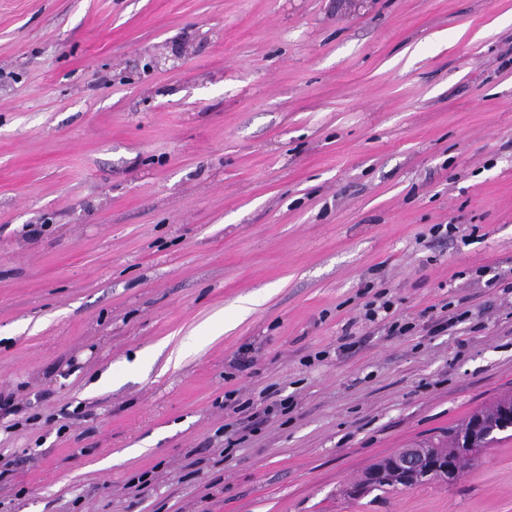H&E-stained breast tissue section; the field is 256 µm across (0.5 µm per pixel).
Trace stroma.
<instances>
[{
	"label": "stroma",
	"instance_id": "35a3bbf8",
	"mask_svg": "<svg viewBox=\"0 0 512 512\" xmlns=\"http://www.w3.org/2000/svg\"><path fill=\"white\" fill-rule=\"evenodd\" d=\"M509 271L512 0H0V512H512L344 494L512 395ZM385 296L383 294H376L375 300L368 302L365 307V318L369 322L385 321L391 318L392 321H388L389 332L392 334H399L403 336L414 329L412 323H401L399 319H395L392 311V301L383 300ZM232 410L234 413H237V414L244 413V412L249 413L248 416L240 419L239 425H241V426L239 428H237L236 430H232L233 434H235L240 431L245 432V431L254 430L255 429L254 425H256L257 423L259 424V422H256V423H253L250 425L249 423L253 422L252 419H258V418L260 419L262 417L260 422H262L264 419L266 420L267 417L274 411V407H273V405H268L265 408H263L262 410H258V406H255V402L251 401L249 399L245 402L234 405L232 407ZM253 410H255V411H253ZM245 419L247 421V424L244 425L245 421H241V420H245Z\"/></svg>",
	"mask_w": 512,
	"mask_h": 512
}]
</instances>
